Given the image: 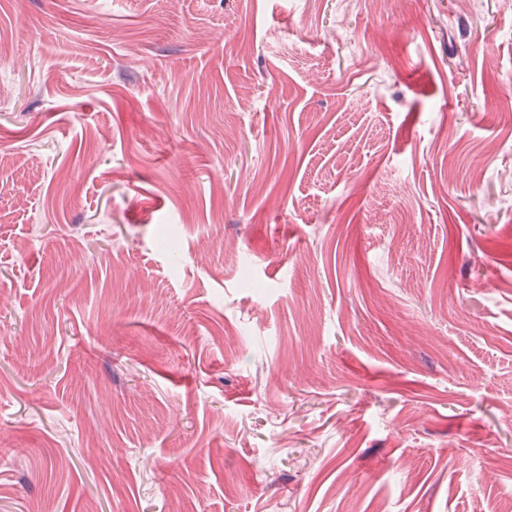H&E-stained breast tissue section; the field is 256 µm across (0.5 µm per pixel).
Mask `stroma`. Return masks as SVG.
<instances>
[{
	"label": "stroma",
	"instance_id": "1",
	"mask_svg": "<svg viewBox=\"0 0 512 512\" xmlns=\"http://www.w3.org/2000/svg\"><path fill=\"white\" fill-rule=\"evenodd\" d=\"M0 512L512 502V0H0Z\"/></svg>",
	"mask_w": 512,
	"mask_h": 512
}]
</instances>
